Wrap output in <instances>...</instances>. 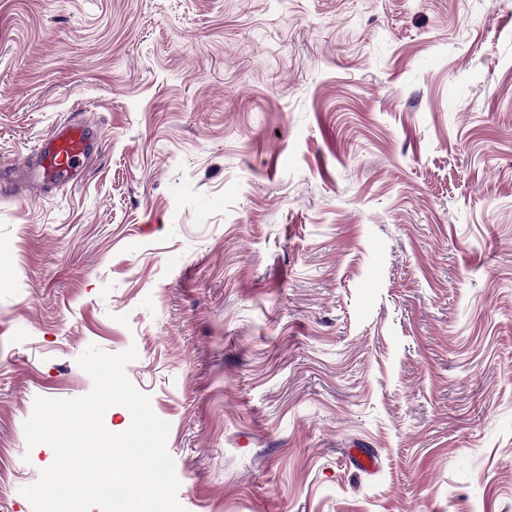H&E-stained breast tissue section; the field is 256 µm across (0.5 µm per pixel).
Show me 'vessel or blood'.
Returning a JSON list of instances; mask_svg holds the SVG:
<instances>
[{"label":"vessel or blood","mask_w":512,"mask_h":512,"mask_svg":"<svg viewBox=\"0 0 512 512\" xmlns=\"http://www.w3.org/2000/svg\"><path fill=\"white\" fill-rule=\"evenodd\" d=\"M93 148L89 130L82 122L61 124L35 148L33 161L14 171L12 178L19 185L77 182Z\"/></svg>","instance_id":"b4317fda"}]
</instances>
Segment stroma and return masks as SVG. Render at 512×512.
I'll return each mask as SVG.
<instances>
[{
	"label": "stroma",
	"mask_w": 512,
	"mask_h": 512,
	"mask_svg": "<svg viewBox=\"0 0 512 512\" xmlns=\"http://www.w3.org/2000/svg\"><path fill=\"white\" fill-rule=\"evenodd\" d=\"M74 116L0 194V512L92 345L185 512H512V0H0V169ZM93 149L88 128L82 122L69 121L56 127L48 139L34 148V160L26 161L12 178L18 185L77 183Z\"/></svg>",
	"instance_id": "stroma-1"
}]
</instances>
